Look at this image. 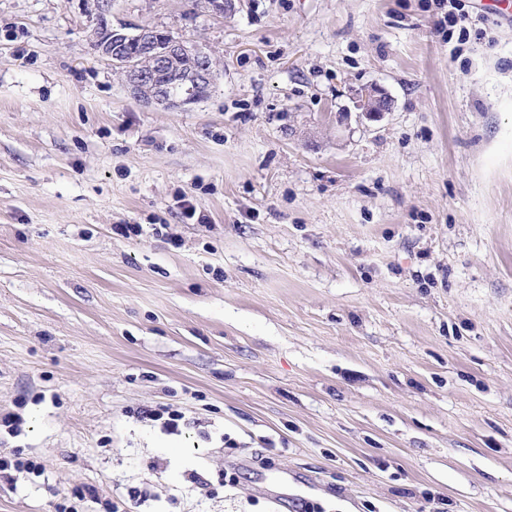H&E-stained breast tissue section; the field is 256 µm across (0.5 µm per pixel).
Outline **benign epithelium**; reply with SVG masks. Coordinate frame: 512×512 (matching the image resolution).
<instances>
[{
    "mask_svg": "<svg viewBox=\"0 0 512 512\" xmlns=\"http://www.w3.org/2000/svg\"><path fill=\"white\" fill-rule=\"evenodd\" d=\"M158 28L137 25L132 32L115 30L112 25L93 31V45L124 74L129 88L140 102L185 110L205 100L213 85L210 56L189 40L170 39L160 43ZM189 61L186 70L174 71L183 92H173L170 85L157 81L158 71H173L175 63ZM355 107L362 116L376 121L392 110V100L376 87L356 91Z\"/></svg>",
    "mask_w": 512,
    "mask_h": 512,
    "instance_id": "benign-epithelium-1",
    "label": "benign epithelium"
}]
</instances>
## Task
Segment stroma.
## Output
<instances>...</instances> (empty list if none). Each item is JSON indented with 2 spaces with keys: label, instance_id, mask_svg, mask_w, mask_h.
<instances>
[{
  "label": "stroma",
  "instance_id": "35a3bbf8",
  "mask_svg": "<svg viewBox=\"0 0 512 512\" xmlns=\"http://www.w3.org/2000/svg\"><path fill=\"white\" fill-rule=\"evenodd\" d=\"M239 2L112 0L211 56L183 111L0 0V512H512V23ZM355 106L367 120L376 121L392 110V100L376 87L356 91ZM137 418H148L153 421H158L164 419V415L167 414V418L164 419L162 426L165 430L168 431H177L179 429L180 423L183 425L186 424L185 415L178 410H167L162 412L153 411L149 409H141L137 412H133Z\"/></svg>",
  "mask_w": 512,
  "mask_h": 512
}]
</instances>
